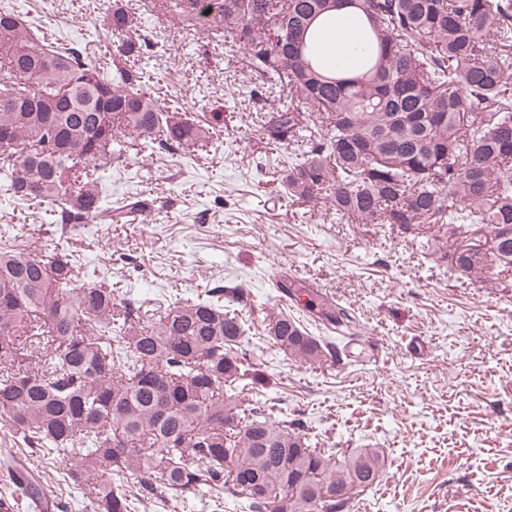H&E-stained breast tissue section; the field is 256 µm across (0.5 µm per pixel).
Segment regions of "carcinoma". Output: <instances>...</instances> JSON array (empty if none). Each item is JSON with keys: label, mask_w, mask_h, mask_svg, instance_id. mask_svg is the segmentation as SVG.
Segmentation results:
<instances>
[{"label": "carcinoma", "mask_w": 512, "mask_h": 512, "mask_svg": "<svg viewBox=\"0 0 512 512\" xmlns=\"http://www.w3.org/2000/svg\"><path fill=\"white\" fill-rule=\"evenodd\" d=\"M362 21L360 55L334 67L317 46L334 0H150L185 27L217 20L261 84L288 97L265 113L273 143L309 150L284 186L300 205L327 204L354 224H446L464 240L478 224L512 267V0H348ZM112 58L39 37L0 7V178L11 198L46 204L50 224H124L141 201L106 203L102 178L129 146L189 150L215 127L170 109L142 86L146 36L123 0L102 19ZM483 271L478 250L453 253ZM208 288L160 310L74 281L71 254L27 240L0 247V419L25 451L0 463L36 507L66 512L35 463L64 460L66 483L93 512L222 495L252 512H347L383 463L314 448L288 420L240 405L247 354L233 304ZM326 328L354 318L323 299ZM266 336L289 357L321 360L320 342L286 313ZM131 475L135 485L112 481Z\"/></svg>", "instance_id": "carcinoma-1"}]
</instances>
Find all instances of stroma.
Segmentation results:
<instances>
[{"instance_id":"stroma-1","label":"stroma","mask_w":512,"mask_h":512,"mask_svg":"<svg viewBox=\"0 0 512 512\" xmlns=\"http://www.w3.org/2000/svg\"><path fill=\"white\" fill-rule=\"evenodd\" d=\"M12 2L93 62L112 50L98 23L112 0ZM139 22L151 41L148 91L192 117L221 113L223 146L132 150L113 164L112 202L146 206L130 224H47L0 190V242L25 226L48 242L64 237L78 282L94 272L149 308L242 289L246 403L288 418L320 447L384 457L351 512H512V270L458 271L444 224H351L327 206L292 203L282 179L307 146L268 143L258 117L272 97L234 42L214 47L210 18L170 28L144 11ZM323 297L358 321L349 344L305 308ZM283 310L321 343L322 362L267 342V316Z\"/></svg>"}]
</instances>
